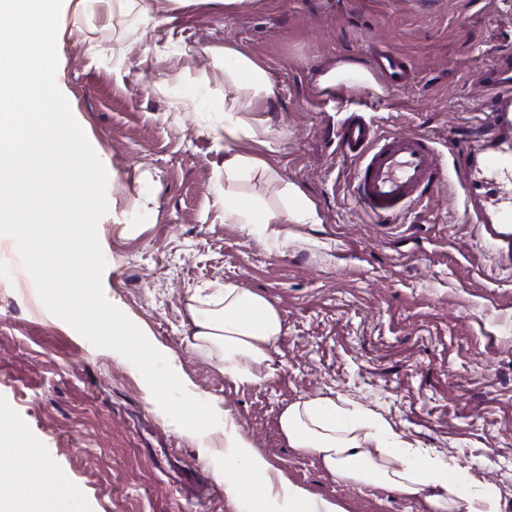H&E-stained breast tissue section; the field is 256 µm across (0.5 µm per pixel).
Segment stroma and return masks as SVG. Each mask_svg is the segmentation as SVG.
<instances>
[{
    "mask_svg": "<svg viewBox=\"0 0 512 512\" xmlns=\"http://www.w3.org/2000/svg\"><path fill=\"white\" fill-rule=\"evenodd\" d=\"M266 69L249 153L260 172L236 184L275 206L286 185L314 205L265 248L224 220V49ZM56 82L111 176L98 223L106 298L166 350L189 394L212 400L214 453L158 406L139 370L45 309L9 239H0V404L49 451L81 512H249L225 490L224 428L273 477L337 512H422L379 486L340 484L289 448L287 404L315 393L383 415L411 447L496 485L512 512V264L487 247L496 186L465 195L456 172L493 154L478 128L493 105L480 65L512 62V0H63ZM409 72L388 84L379 62ZM354 60L372 88L330 91L322 74ZM200 90L187 95L188 86ZM380 138L432 141L446 177L387 223L358 211V162L338 148L353 117ZM233 282L284 320L266 378L241 384L187 342L191 298Z\"/></svg>",
    "mask_w": 512,
    "mask_h": 512,
    "instance_id": "obj_1",
    "label": "stroma"
}]
</instances>
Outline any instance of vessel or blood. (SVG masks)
I'll list each match as a JSON object with an SVG mask.
<instances>
[{
  "mask_svg": "<svg viewBox=\"0 0 512 512\" xmlns=\"http://www.w3.org/2000/svg\"><path fill=\"white\" fill-rule=\"evenodd\" d=\"M344 154L357 156L356 202L376 222L391 220L430 191L442 180L431 141L418 136H395L379 142L369 127L357 124L340 138ZM493 174L512 183V150L484 159ZM498 210L502 232L493 237L496 251L512 262V192L505 193Z\"/></svg>",
  "mask_w": 512,
  "mask_h": 512,
  "instance_id": "b4317fda",
  "label": "vessel or blood"
}]
</instances>
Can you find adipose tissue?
<instances>
[{
  "mask_svg": "<svg viewBox=\"0 0 512 512\" xmlns=\"http://www.w3.org/2000/svg\"><path fill=\"white\" fill-rule=\"evenodd\" d=\"M224 179L243 180L267 170V162L246 152L242 143L254 139L250 115L259 101L274 97L268 72L236 47L224 49ZM224 220L244 225L248 234L267 247L288 242L287 225L314 224L318 216L295 186H287L280 207L246 203L232 190L224 192ZM192 348L219 355L225 375L243 384H256L268 368L284 325L278 309L262 294L224 283L209 301L188 306ZM289 447L315 455L336 481L379 485L419 500L423 512H497L499 490L475 486L467 467L449 465L445 458L421 453L406 445L381 416L350 409L334 397L315 394L288 404L279 417ZM0 447L8 449L13 477L0 479V512H74L80 494L58 492V472L47 466L44 449L36 446L8 408L0 406ZM224 463L236 479L229 495L248 501L263 512L272 500L282 512H335L328 502L276 483L267 462L234 429L224 432ZM41 470L35 485L27 476Z\"/></svg>",
  "mask_w": 512,
  "mask_h": 512,
  "instance_id": "ef3b65f1",
  "label": "adipose tissue"
}]
</instances>
